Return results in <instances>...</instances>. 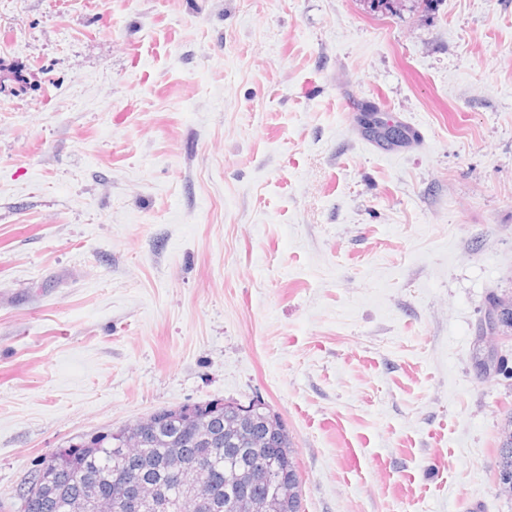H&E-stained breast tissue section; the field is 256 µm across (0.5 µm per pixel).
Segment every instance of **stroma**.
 <instances>
[{
    "mask_svg": "<svg viewBox=\"0 0 512 512\" xmlns=\"http://www.w3.org/2000/svg\"><path fill=\"white\" fill-rule=\"evenodd\" d=\"M420 126L378 147L356 118ZM512 0H0V502L263 401L303 512H512ZM497 472L512 480V413H509L499 431Z\"/></svg>",
    "mask_w": 512,
    "mask_h": 512,
    "instance_id": "obj_1",
    "label": "stroma"
}]
</instances>
